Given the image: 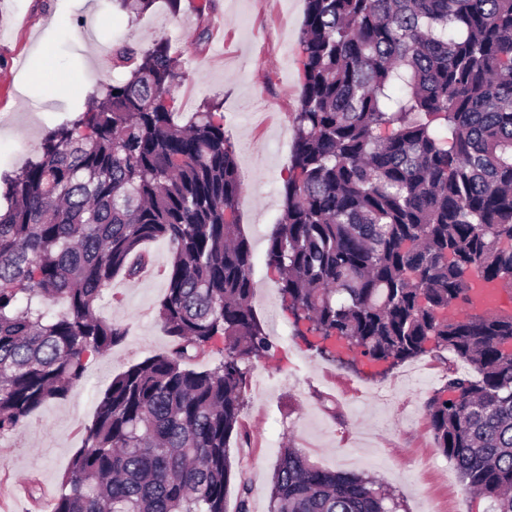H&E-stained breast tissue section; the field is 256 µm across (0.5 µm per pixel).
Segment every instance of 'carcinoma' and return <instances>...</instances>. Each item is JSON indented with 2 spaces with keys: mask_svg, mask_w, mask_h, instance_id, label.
<instances>
[{
  "mask_svg": "<svg viewBox=\"0 0 512 512\" xmlns=\"http://www.w3.org/2000/svg\"><path fill=\"white\" fill-rule=\"evenodd\" d=\"M116 2L140 15L155 0ZM305 3L290 176L265 264L295 321L370 363L448 352L429 431L485 512H512V312L477 309L474 288L512 290V0ZM112 68L124 79L0 179V436L126 339L95 304L164 240L158 316L172 345L99 394L50 512H226L246 363L275 348L251 305L235 149L215 100L179 124L169 38L115 43ZM217 336L220 359L191 367ZM402 508L370 476L280 449L270 512Z\"/></svg>",
  "mask_w": 512,
  "mask_h": 512,
  "instance_id": "cac0c4a2",
  "label": "carcinoma"
}]
</instances>
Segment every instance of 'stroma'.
Segmentation results:
<instances>
[{
    "label": "stroma",
    "instance_id": "1",
    "mask_svg": "<svg viewBox=\"0 0 512 512\" xmlns=\"http://www.w3.org/2000/svg\"><path fill=\"white\" fill-rule=\"evenodd\" d=\"M182 0L172 15L165 0L132 19L114 0H0V175L23 168L54 125L82 111L118 78L112 46H142L169 37L186 77L172 89L174 109L192 113L210 100L223 104L224 130L236 148L242 194L241 230L252 249V307L276 343L253 359L241 428L228 454L241 462L251 488L250 512H269L270 487L283 442L292 441L328 470L366 473L390 487L406 512H484L451 461L436 447L425 403L446 382V367L427 354L379 373L363 358L319 354L297 336L277 290L278 274L264 261L281 214V190L294 146L291 115L301 82L299 36L304 0ZM83 75L82 87L70 79ZM140 277L115 278L96 315L126 325V341L90 357L85 380L66 400L40 410L20 430L0 437V488L5 512H47L23 488L37 481L56 496L97 396L113 377L145 357L167 351L159 318L171 254L146 244Z\"/></svg>",
    "mask_w": 512,
    "mask_h": 512
}]
</instances>
